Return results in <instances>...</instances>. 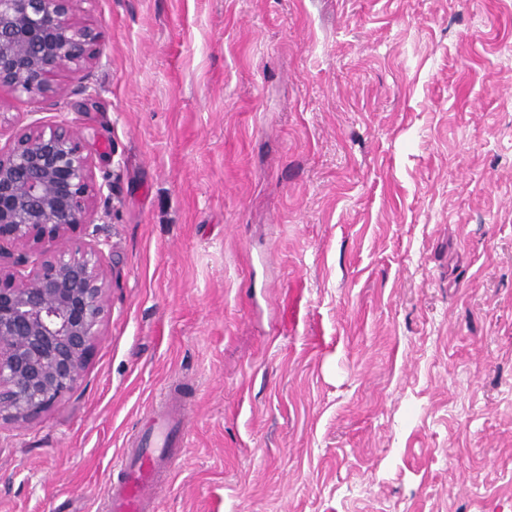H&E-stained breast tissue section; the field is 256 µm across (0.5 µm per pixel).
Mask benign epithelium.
Here are the masks:
<instances>
[{
    "mask_svg": "<svg viewBox=\"0 0 512 512\" xmlns=\"http://www.w3.org/2000/svg\"><path fill=\"white\" fill-rule=\"evenodd\" d=\"M76 0H0V86L54 100L98 33ZM103 191L65 116L33 121L0 148V421H25L74 392L107 313L105 254L89 236Z\"/></svg>",
    "mask_w": 512,
    "mask_h": 512,
    "instance_id": "1",
    "label": "benign epithelium"
}]
</instances>
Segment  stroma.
<instances>
[{
	"label": "stroma",
	"mask_w": 512,
	"mask_h": 512,
	"mask_svg": "<svg viewBox=\"0 0 512 512\" xmlns=\"http://www.w3.org/2000/svg\"><path fill=\"white\" fill-rule=\"evenodd\" d=\"M108 315L0 423V512H104L167 388L157 512H512V0H79ZM303 318L280 323L289 294Z\"/></svg>",
	"instance_id": "35a3bbf8"
}]
</instances>
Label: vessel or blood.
<instances>
[{
  "instance_id": "1",
  "label": "vessel or blood",
  "mask_w": 512,
  "mask_h": 512,
  "mask_svg": "<svg viewBox=\"0 0 512 512\" xmlns=\"http://www.w3.org/2000/svg\"><path fill=\"white\" fill-rule=\"evenodd\" d=\"M190 406L177 389L144 414L140 431L112 466L108 512H156L154 488L167 479L175 449L180 448Z\"/></svg>"
}]
</instances>
